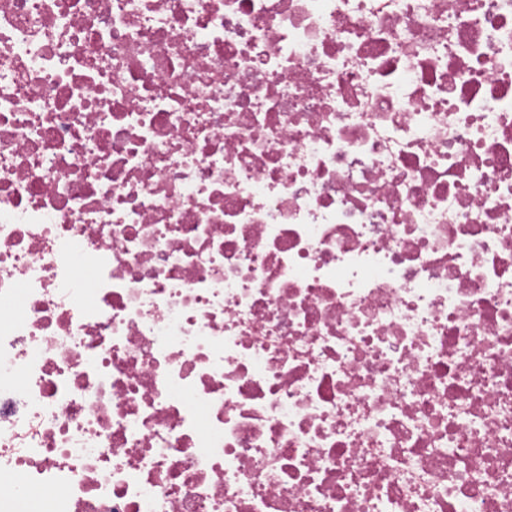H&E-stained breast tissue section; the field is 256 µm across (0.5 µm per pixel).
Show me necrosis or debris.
Listing matches in <instances>:
<instances>
[{
    "instance_id": "necrosis-or-debris-1",
    "label": "necrosis or debris",
    "mask_w": 512,
    "mask_h": 512,
    "mask_svg": "<svg viewBox=\"0 0 512 512\" xmlns=\"http://www.w3.org/2000/svg\"><path fill=\"white\" fill-rule=\"evenodd\" d=\"M0 512H512V0H0Z\"/></svg>"
}]
</instances>
